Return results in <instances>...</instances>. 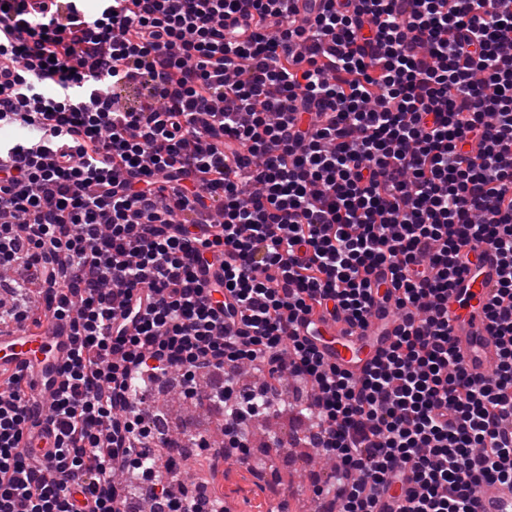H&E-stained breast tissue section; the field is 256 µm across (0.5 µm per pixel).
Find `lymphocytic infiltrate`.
Instances as JSON below:
<instances>
[{
	"mask_svg": "<svg viewBox=\"0 0 512 512\" xmlns=\"http://www.w3.org/2000/svg\"><path fill=\"white\" fill-rule=\"evenodd\" d=\"M239 2L0 0V127L36 132L0 138V270L46 299L38 317L16 289L9 317L71 340L41 462L32 384L0 372V512H126L145 481L170 512H224L175 490L152 430L173 372L245 461L275 382L302 384L340 512H381L406 480L398 512H476L482 484L512 482V0H322L302 22L297 0H250L225 32ZM482 245L486 378L448 330ZM391 304L396 340L360 377L310 339L311 314L363 326Z\"/></svg>",
	"mask_w": 512,
	"mask_h": 512,
	"instance_id": "f902f5d3",
	"label": "lymphocytic infiltrate"
}]
</instances>
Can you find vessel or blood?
Segmentation results:
<instances>
[{
  "label": "vessel or blood",
  "mask_w": 512,
  "mask_h": 512,
  "mask_svg": "<svg viewBox=\"0 0 512 512\" xmlns=\"http://www.w3.org/2000/svg\"><path fill=\"white\" fill-rule=\"evenodd\" d=\"M476 267L464 274L448 294V327L469 373L489 376L498 362L500 340L493 336L484 309L494 295L498 261L486 248L475 252ZM401 314L390 310L386 318L372 317L366 327L327 318L319 321V341L330 360L361 374L363 367L395 340ZM70 341L65 333L48 328L32 334L23 329L0 333V368L23 371L33 378V400L40 417L48 415V399L57 380V368ZM479 512H512V488L492 484L479 492Z\"/></svg>",
  "instance_id": "1"
}]
</instances>
